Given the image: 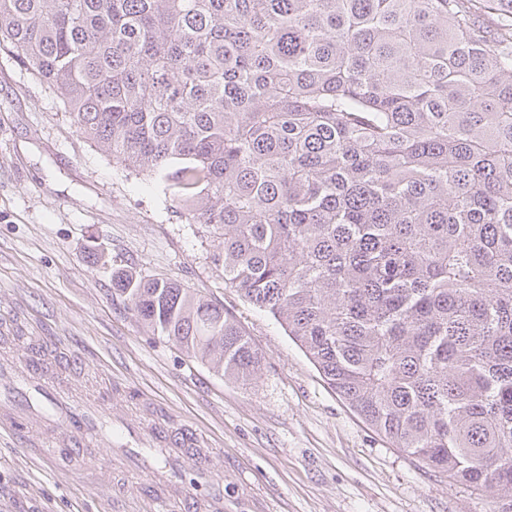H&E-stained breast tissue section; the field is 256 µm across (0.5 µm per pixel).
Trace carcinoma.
I'll return each mask as SVG.
<instances>
[{"mask_svg":"<svg viewBox=\"0 0 512 512\" xmlns=\"http://www.w3.org/2000/svg\"><path fill=\"white\" fill-rule=\"evenodd\" d=\"M0 50L218 232L224 283L374 432L512 512V0H0ZM112 287L222 375L260 368L191 289Z\"/></svg>","mask_w":512,"mask_h":512,"instance_id":"1","label":"carcinoma"}]
</instances>
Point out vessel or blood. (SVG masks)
I'll use <instances>...</instances> for the list:
<instances>
[{
  "mask_svg": "<svg viewBox=\"0 0 512 512\" xmlns=\"http://www.w3.org/2000/svg\"><path fill=\"white\" fill-rule=\"evenodd\" d=\"M40 354L18 355L16 362L0 365V383L7 385L21 378L22 398L0 402V432L20 435L30 454L48 456L50 447L66 449L68 457H80L95 445L102 429L112 420V408L105 403L88 402L65 390L56 370L42 361V352L52 351L54 343L40 337ZM57 430L54 441L32 436ZM112 457L117 468L137 474L149 492L150 512H166L177 503L183 512H195L207 503L210 512H224V479L212 467L210 449L188 426L157 420H133L113 441ZM191 470H184V463Z\"/></svg>",
  "mask_w": 512,
  "mask_h": 512,
  "instance_id": "1",
  "label": "vessel or blood"
}]
</instances>
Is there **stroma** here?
Masks as SVG:
<instances>
[{
  "label": "stroma",
  "mask_w": 512,
  "mask_h": 512,
  "mask_svg": "<svg viewBox=\"0 0 512 512\" xmlns=\"http://www.w3.org/2000/svg\"><path fill=\"white\" fill-rule=\"evenodd\" d=\"M80 138L60 91L0 51V359L41 336L77 354L72 388L129 419L193 427L224 473V512H491L492 495L449 482L378 436L271 315L224 283L221 241L163 193ZM128 270L223 305L262 354L243 383L154 334L112 275ZM115 386L100 391L96 372ZM107 443L84 465L38 460L0 435V512H139L111 494Z\"/></svg>",
  "instance_id": "35a3bbf8"
}]
</instances>
